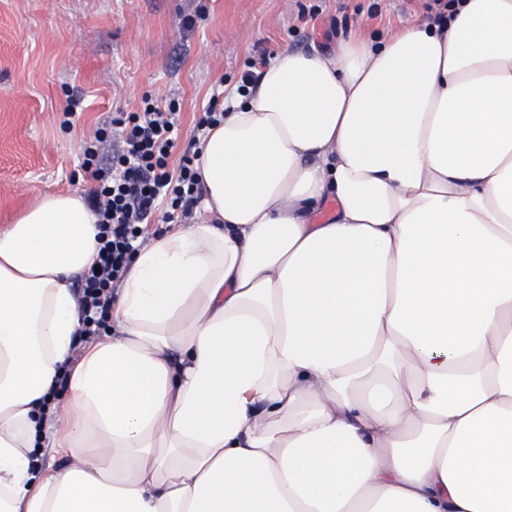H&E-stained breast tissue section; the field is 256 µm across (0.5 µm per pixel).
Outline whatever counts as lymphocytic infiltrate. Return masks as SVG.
Masks as SVG:
<instances>
[{
    "label": "lymphocytic infiltrate",
    "instance_id": "f902f5d3",
    "mask_svg": "<svg viewBox=\"0 0 512 512\" xmlns=\"http://www.w3.org/2000/svg\"><path fill=\"white\" fill-rule=\"evenodd\" d=\"M136 112H118L110 129L96 130L83 147L82 170L94 182L87 203L98 218V270L81 276L82 333L101 336L117 285L133 257L146 245L159 205L167 217L189 219L202 195L193 147H186L178 168L169 159L181 126L174 104L143 98Z\"/></svg>",
    "mask_w": 512,
    "mask_h": 512
}]
</instances>
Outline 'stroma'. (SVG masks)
<instances>
[{
  "label": "stroma",
  "instance_id": "stroma-1",
  "mask_svg": "<svg viewBox=\"0 0 512 512\" xmlns=\"http://www.w3.org/2000/svg\"><path fill=\"white\" fill-rule=\"evenodd\" d=\"M434 9L433 0H0V225L38 196L89 194L84 142L143 96L178 103L183 147L210 97L267 56L374 38Z\"/></svg>",
  "mask_w": 512,
  "mask_h": 512
}]
</instances>
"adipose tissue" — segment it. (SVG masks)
Listing matches in <instances>:
<instances>
[{
    "mask_svg": "<svg viewBox=\"0 0 512 512\" xmlns=\"http://www.w3.org/2000/svg\"><path fill=\"white\" fill-rule=\"evenodd\" d=\"M257 74L106 339L85 197L0 225V512H512V0Z\"/></svg>",
    "mask_w": 512,
    "mask_h": 512,
    "instance_id": "1",
    "label": "adipose tissue"
}]
</instances>
